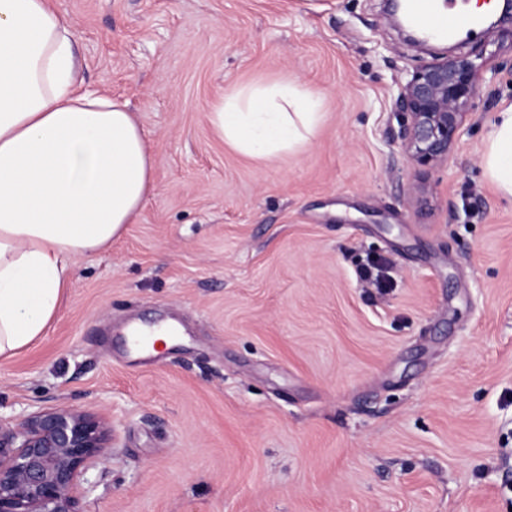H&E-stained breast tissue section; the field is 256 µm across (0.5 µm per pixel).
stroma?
Listing matches in <instances>:
<instances>
[{
  "mask_svg": "<svg viewBox=\"0 0 512 512\" xmlns=\"http://www.w3.org/2000/svg\"><path fill=\"white\" fill-rule=\"evenodd\" d=\"M54 4L156 157L134 223L0 360V415L111 422L81 512H512V199L481 167L512 23L464 40L489 57L482 100L425 168L395 101L446 50L383 0ZM283 75L320 99L310 145L241 156L210 105ZM165 319L182 340L137 361L125 324Z\"/></svg>",
  "mask_w": 512,
  "mask_h": 512,
  "instance_id": "1",
  "label": "stroma"
}]
</instances>
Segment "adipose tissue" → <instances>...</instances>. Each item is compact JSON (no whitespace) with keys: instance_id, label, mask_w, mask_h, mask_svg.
Instances as JSON below:
<instances>
[{"instance_id":"ef3b65f1","label":"adipose tissue","mask_w":512,"mask_h":512,"mask_svg":"<svg viewBox=\"0 0 512 512\" xmlns=\"http://www.w3.org/2000/svg\"><path fill=\"white\" fill-rule=\"evenodd\" d=\"M69 20L52 0H0V359L43 336L79 258L109 247L155 191V156L126 105L83 88ZM315 94L288 77L237 84L208 113L236 152L270 159L310 143ZM512 198V104L482 155Z\"/></svg>"}]
</instances>
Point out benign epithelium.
<instances>
[{
  "mask_svg": "<svg viewBox=\"0 0 512 512\" xmlns=\"http://www.w3.org/2000/svg\"><path fill=\"white\" fill-rule=\"evenodd\" d=\"M486 61L446 55L413 71L396 100L401 148L418 166L448 160L479 97ZM112 435L96 414L55 407L0 417V512H80L82 477L104 456Z\"/></svg>",
  "mask_w": 512,
  "mask_h": 512,
  "instance_id": "1",
  "label": "benign epithelium"
}]
</instances>
